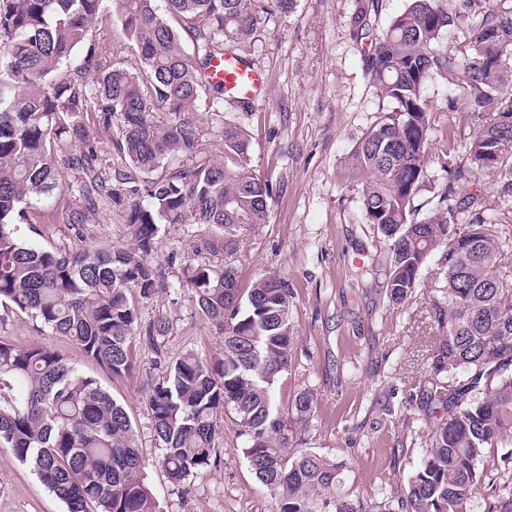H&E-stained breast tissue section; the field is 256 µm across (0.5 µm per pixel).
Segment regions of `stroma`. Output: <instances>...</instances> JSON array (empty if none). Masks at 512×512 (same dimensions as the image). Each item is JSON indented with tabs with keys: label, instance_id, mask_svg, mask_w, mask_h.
Wrapping results in <instances>:
<instances>
[{
	"label": "stroma",
	"instance_id": "stroma-1",
	"mask_svg": "<svg viewBox=\"0 0 512 512\" xmlns=\"http://www.w3.org/2000/svg\"><path fill=\"white\" fill-rule=\"evenodd\" d=\"M363 0H293L289 9L263 19L251 43L238 55L266 77L262 100L239 104L207 91L198 114L202 151L216 154L224 129L236 126L250 139V165L272 190L266 224L225 237L205 224H163L155 237L153 261L169 282L149 300H138L142 322L169 324L162 347L170 356L196 353L205 360L221 355L215 328L188 291H173L183 261L235 269L242 286L262 276L284 280L291 293L296 336L292 362L278 377L274 395L287 410L295 394L312 390L317 409L303 439H290L346 466L344 492L375 501L404 492L425 447L426 432L411 395L437 330L428 302L441 284V253L431 255L418 288L403 304L388 301L381 280L363 266L381 259L384 245L361 211L359 185L348 177V157L389 102L365 73L363 42L354 18ZM455 18L436 43L439 53L461 59L472 53L470 35L485 12L512 13V0H439ZM103 52L133 69L138 58L122 44L121 26L105 12L93 31ZM424 96L445 134L435 135L428 169L439 160L465 162L473 123L457 76L433 74ZM472 193L483 217L499 236L512 239V185L497 176H477ZM74 199L52 202L54 215L38 224V240L72 250L129 244L125 196L100 203L86 223L63 220ZM0 337L25 346L40 343L60 353L83 374L94 377L129 414L137 442L150 461L147 481L161 512H272L274 501L255 478L241 449L243 437L233 415H225L215 441L220 465L196 479L183 494L156 459L149 392L160 377L153 354L135 350L131 376L112 377L71 341L41 331L28 315L0 309ZM0 512H66L11 449L0 447Z\"/></svg>",
	"mask_w": 512,
	"mask_h": 512
}]
</instances>
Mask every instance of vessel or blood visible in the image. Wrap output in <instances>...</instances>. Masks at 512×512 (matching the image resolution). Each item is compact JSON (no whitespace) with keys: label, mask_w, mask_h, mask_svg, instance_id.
I'll return each instance as SVG.
<instances>
[{"label":"vessel or blood","mask_w":512,"mask_h":512,"mask_svg":"<svg viewBox=\"0 0 512 512\" xmlns=\"http://www.w3.org/2000/svg\"><path fill=\"white\" fill-rule=\"evenodd\" d=\"M203 79L206 83L222 86L230 99L247 103L257 101L265 88L263 74L229 50L211 63L204 71Z\"/></svg>","instance_id":"vessel-or-blood-1"}]
</instances>
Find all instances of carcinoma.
Returning <instances> with one entry per match:
<instances>
[{"label": "carcinoma", "instance_id": "cac0c4a2", "mask_svg": "<svg viewBox=\"0 0 512 512\" xmlns=\"http://www.w3.org/2000/svg\"><path fill=\"white\" fill-rule=\"evenodd\" d=\"M0 0V306L25 313L112 373L132 374L135 343L154 354L164 376L149 397L158 464L187 493L218 467L215 438L234 415L241 448L257 480L274 496L273 512H471L492 481L480 467L489 448L504 478L487 512H512V286L498 263L509 248L492 222L472 216L465 192L478 173L512 177V15L487 13L473 51L458 61L434 49L454 20L435 0H412L388 27L374 31L369 0L355 17L356 37L371 39L365 73L392 107L379 113L349 157L361 187L365 223L387 250L382 289L394 303L418 287L435 251L448 253L429 318L439 330L415 392L426 448L403 496L375 502L343 493L344 466L310 449L288 448V427H305L316 397L297 393L274 410V385L288 369L295 336L288 285L263 276L242 287L230 267L187 264L188 288L224 342L210 361L163 350L169 324H141L136 297L168 284L151 261L161 224H207L227 237L267 222L269 185L249 166L248 135L224 129V155L197 153L195 115L203 71L215 56L251 40L262 15L292 0ZM112 7L139 67L111 63L90 37ZM193 38V52L181 34ZM83 52L80 67L67 62ZM457 70L476 126L469 166L439 161V207L417 219L415 198L428 180L436 119L424 90L432 74ZM96 117L133 169L127 224L133 247L60 252L21 232L52 198L77 193L66 218L82 224L97 199L112 198V153L85 122ZM180 155L192 163L168 176L149 174ZM77 173L76 184L63 173ZM0 447L9 448L66 506L67 512H162L146 481L147 460L125 408L95 379L39 344L0 340Z\"/></svg>", "mask_w": 512, "mask_h": 512}]
</instances>
